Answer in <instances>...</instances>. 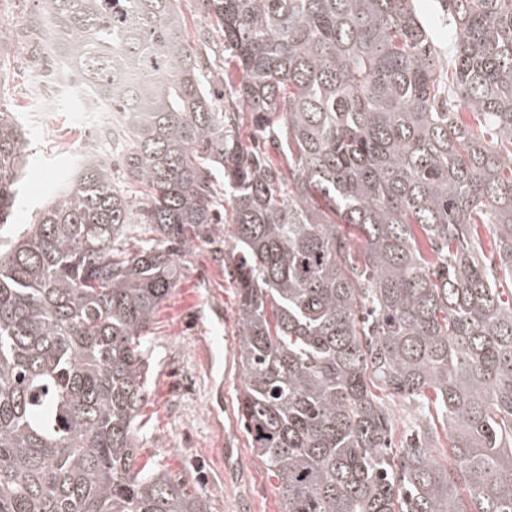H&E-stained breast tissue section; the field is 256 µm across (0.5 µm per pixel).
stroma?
Segmentation results:
<instances>
[{
	"instance_id": "1",
	"label": "stroma",
	"mask_w": 512,
	"mask_h": 512,
	"mask_svg": "<svg viewBox=\"0 0 512 512\" xmlns=\"http://www.w3.org/2000/svg\"><path fill=\"white\" fill-rule=\"evenodd\" d=\"M40 0H0V54L11 61L9 96L26 130L30 161L19 179L14 223H35L60 167L74 157L82 135L75 102L39 113L35 102L54 82L32 71L41 40L28 38L25 20ZM433 32L437 63H447L453 26L442 0H418ZM210 238L182 250L175 284L158 310L147 345L148 397L139 415L141 461L162 465L188 493L203 496L209 512H283L276 478L268 474L238 417L244 385L235 354L237 290L224 267L233 239L225 220Z\"/></svg>"
}]
</instances>
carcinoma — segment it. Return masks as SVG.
<instances>
[{
	"label": "carcinoma",
	"instance_id": "carcinoma-1",
	"mask_svg": "<svg viewBox=\"0 0 512 512\" xmlns=\"http://www.w3.org/2000/svg\"><path fill=\"white\" fill-rule=\"evenodd\" d=\"M177 2L29 17L125 120L112 156L72 161L10 227L24 132L0 102V512H208L139 462L137 421L178 250L221 193L238 414L284 512H512V0H445L444 69L416 0H203L234 108ZM242 113L280 162L230 132ZM375 388L420 409L396 455Z\"/></svg>",
	"mask_w": 512,
	"mask_h": 512
}]
</instances>
